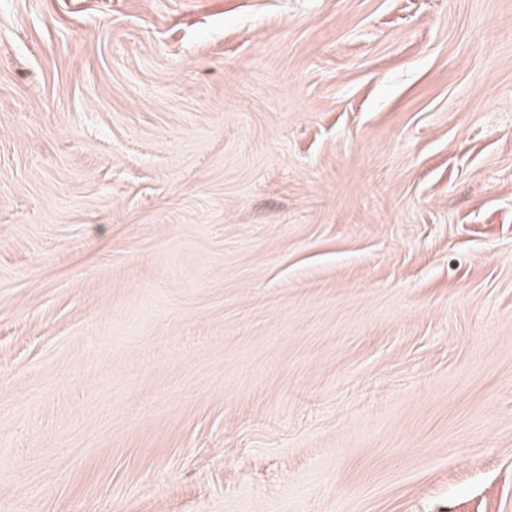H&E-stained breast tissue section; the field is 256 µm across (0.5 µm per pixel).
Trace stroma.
I'll return each mask as SVG.
<instances>
[{"instance_id": "obj_1", "label": "stroma", "mask_w": 512, "mask_h": 512, "mask_svg": "<svg viewBox=\"0 0 512 512\" xmlns=\"http://www.w3.org/2000/svg\"><path fill=\"white\" fill-rule=\"evenodd\" d=\"M512 512V0H0V507Z\"/></svg>"}]
</instances>
